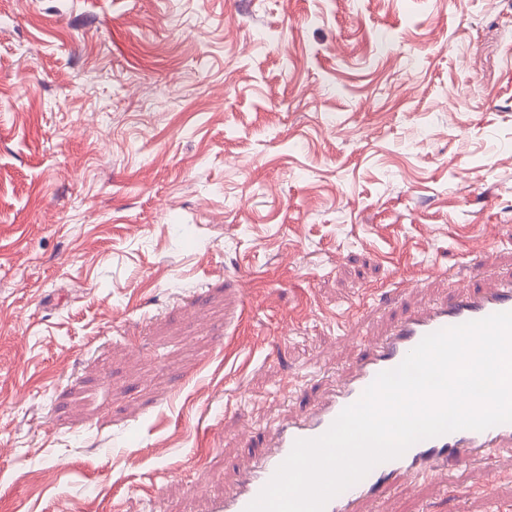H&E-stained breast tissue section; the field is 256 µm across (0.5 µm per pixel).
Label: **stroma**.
Here are the masks:
<instances>
[{
    "mask_svg": "<svg viewBox=\"0 0 512 512\" xmlns=\"http://www.w3.org/2000/svg\"><path fill=\"white\" fill-rule=\"evenodd\" d=\"M511 59L512 0H0V512H201L351 366L327 314L512 269Z\"/></svg>",
    "mask_w": 512,
    "mask_h": 512,
    "instance_id": "1",
    "label": "stroma"
}]
</instances>
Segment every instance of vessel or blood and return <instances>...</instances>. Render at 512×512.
<instances>
[{
    "label": "vessel or blood",
    "instance_id": "b4317fda",
    "mask_svg": "<svg viewBox=\"0 0 512 512\" xmlns=\"http://www.w3.org/2000/svg\"><path fill=\"white\" fill-rule=\"evenodd\" d=\"M503 311H512V272L493 285H462L448 300L405 311L385 338L359 343L355 361L334 388L307 409L277 422L272 444L243 473L231 493L208 499L206 512H245L296 440L324 434L380 372L398 366L424 336ZM496 451H512V423L483 431L459 430L420 441L403 456L376 465L362 480L332 498L325 512H360L363 502L378 497L392 481L432 478L453 465L490 460Z\"/></svg>",
    "mask_w": 512,
    "mask_h": 512
}]
</instances>
